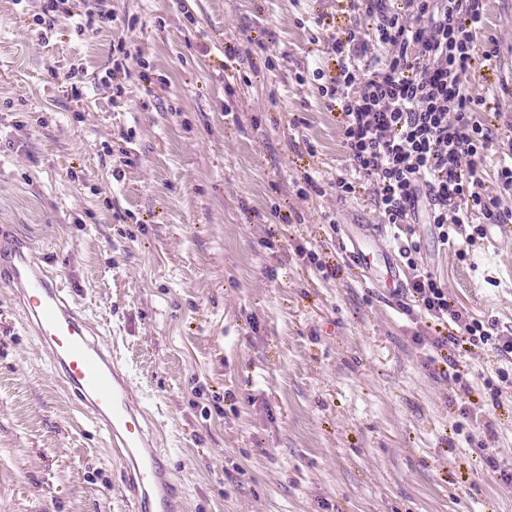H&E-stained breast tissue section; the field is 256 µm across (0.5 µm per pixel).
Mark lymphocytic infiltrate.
Instances as JSON below:
<instances>
[{
    "mask_svg": "<svg viewBox=\"0 0 512 512\" xmlns=\"http://www.w3.org/2000/svg\"><path fill=\"white\" fill-rule=\"evenodd\" d=\"M68 2L46 0L38 24L51 28L66 19L85 34L112 21L107 0H96L95 10L84 14ZM348 4L362 21L326 41L336 72H312L322 97L338 110L348 174L337 188L353 194L370 185L386 223L434 225L445 244L454 234L468 244L483 235V225L469 224L477 212L485 223L512 222V211L500 207L501 196L512 195V165L497 172L498 195L486 193L479 169L493 129L477 119L482 100L465 85L476 58L489 63L494 57L476 51L484 0ZM406 291L412 301L402 304L403 314H423L439 329L416 335V343L436 352L490 344L502 358L512 357V332H497L453 305L434 273L415 268Z\"/></svg>",
    "mask_w": 512,
    "mask_h": 512,
    "instance_id": "f902f5d3",
    "label": "lymphocytic infiltrate"
}]
</instances>
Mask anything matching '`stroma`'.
<instances>
[{"mask_svg":"<svg viewBox=\"0 0 512 512\" xmlns=\"http://www.w3.org/2000/svg\"><path fill=\"white\" fill-rule=\"evenodd\" d=\"M43 4L0 0V230L125 354L184 512H512L503 360L460 356L465 391L442 378L413 340L428 319L344 247L349 225H371L405 277L398 251L419 245L455 305L512 326V232L498 251H459L433 225L384 223L369 188L338 191L337 114L306 72L335 70L324 44L356 22L345 0H191L186 15L178 0H110L93 37L68 20L43 33ZM484 9L477 44L496 57L467 86L496 126L491 192L512 153V0ZM120 37L142 62L110 79ZM307 174L321 190L303 198ZM0 512H129L107 437L1 281Z\"/></svg>","mask_w":512,"mask_h":512,"instance_id":"obj_1","label":"stroma"}]
</instances>
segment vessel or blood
<instances>
[{
    "label": "vessel or blood",
    "mask_w": 512,
    "mask_h": 512,
    "mask_svg": "<svg viewBox=\"0 0 512 512\" xmlns=\"http://www.w3.org/2000/svg\"><path fill=\"white\" fill-rule=\"evenodd\" d=\"M378 242L364 224L347 236L358 269L385 287L400 288L397 265L390 255L379 253ZM1 277L14 289L52 364L111 440L132 512H183L160 435L147 423L144 398L132 391L118 347L101 348L66 282L39 264L29 246L0 234Z\"/></svg>",
    "instance_id": "b4317fda"
}]
</instances>
